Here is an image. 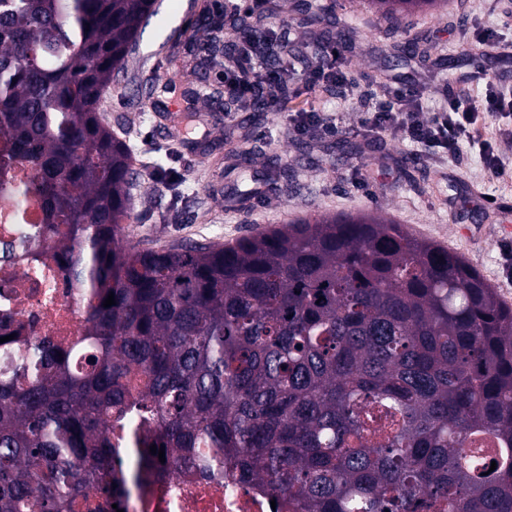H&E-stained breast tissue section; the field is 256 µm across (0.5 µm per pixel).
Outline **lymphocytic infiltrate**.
<instances>
[{"label":"lymphocytic infiltrate","mask_w":512,"mask_h":512,"mask_svg":"<svg viewBox=\"0 0 512 512\" xmlns=\"http://www.w3.org/2000/svg\"><path fill=\"white\" fill-rule=\"evenodd\" d=\"M313 83L344 89L360 101L358 124L365 137L382 140L397 135L421 149L428 161L459 157L462 145L476 138L477 112L463 108L452 88H445L440 107L427 111L420 84L391 82L379 95L362 90L353 75L342 69L316 65L310 71Z\"/></svg>","instance_id":"f902f5d3"}]
</instances>
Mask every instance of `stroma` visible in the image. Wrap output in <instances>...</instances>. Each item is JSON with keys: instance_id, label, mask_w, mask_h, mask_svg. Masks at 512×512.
Returning a JSON list of instances; mask_svg holds the SVG:
<instances>
[{"instance_id": "1", "label": "stroma", "mask_w": 512, "mask_h": 512, "mask_svg": "<svg viewBox=\"0 0 512 512\" xmlns=\"http://www.w3.org/2000/svg\"><path fill=\"white\" fill-rule=\"evenodd\" d=\"M222 0H156L155 13L140 29L125 59V73L104 92L102 116L127 141L134 158L132 218L123 237L155 250L186 242L228 244L270 227L317 214L381 212L408 233L441 243L462 255L512 306L506 260L512 241L501 225H512V173H488L478 147L464 145L457 160L429 163L413 145L388 138L359 155H328L337 137L352 136L359 114L354 101L294 81L298 96L287 112L246 120L218 101L192 98L200 84L220 86L223 69H211L189 37L219 18ZM343 23L357 31L342 66L355 78L415 81L419 63L401 58L403 36L431 44L432 56L449 67L443 78L462 94L464 107L481 109L487 78L512 83V66L495 51L463 43L465 29L496 27L487 0H449L440 14L417 13L396 32L361 0H324ZM316 110L333 115L336 134L298 136L295 113ZM254 148L252 166L260 172L288 167L294 179L280 196L230 207L224 165L241 148Z\"/></svg>"}]
</instances>
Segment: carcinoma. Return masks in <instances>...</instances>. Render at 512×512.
<instances>
[{
    "label": "carcinoma",
    "instance_id": "carcinoma-1",
    "mask_svg": "<svg viewBox=\"0 0 512 512\" xmlns=\"http://www.w3.org/2000/svg\"><path fill=\"white\" fill-rule=\"evenodd\" d=\"M398 22L447 0H363ZM153 0H0V136L37 169L46 243L91 299L71 350L21 356L0 377V512H96L112 495V422L288 499V512H512V307L462 256L374 214L323 216L217 245L123 242L131 149L100 113ZM339 50L331 9L304 3ZM229 19L246 38L255 95L282 112L293 71L286 20ZM250 171L248 154L224 177ZM237 194L285 192L288 169ZM115 304L103 306L109 293ZM496 469L490 470L491 462Z\"/></svg>",
    "mask_w": 512,
    "mask_h": 512
}]
</instances>
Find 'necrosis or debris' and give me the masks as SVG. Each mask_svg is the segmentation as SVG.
I'll return each instance as SVG.
<instances>
[{
    "mask_svg": "<svg viewBox=\"0 0 512 512\" xmlns=\"http://www.w3.org/2000/svg\"><path fill=\"white\" fill-rule=\"evenodd\" d=\"M35 167L11 159L0 137V374L42 344L67 345L81 335L88 298L42 244V208L29 190ZM263 486L231 471L212 476L186 464L154 463L149 479L114 497L119 512H288Z\"/></svg>",
    "mask_w": 512,
    "mask_h": 512,
    "instance_id": "1",
    "label": "necrosis or debris"
}]
</instances>
